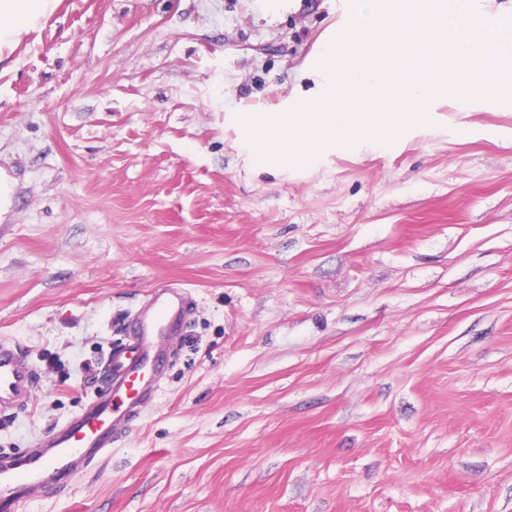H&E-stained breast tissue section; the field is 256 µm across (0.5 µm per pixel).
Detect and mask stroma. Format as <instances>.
Wrapping results in <instances>:
<instances>
[{
	"instance_id": "35a3bbf8",
	"label": "stroma",
	"mask_w": 512,
	"mask_h": 512,
	"mask_svg": "<svg viewBox=\"0 0 512 512\" xmlns=\"http://www.w3.org/2000/svg\"><path fill=\"white\" fill-rule=\"evenodd\" d=\"M349 0H59L0 60V404L19 454L106 386L160 284L188 289L155 399L13 512H512V103L274 171L280 112ZM34 386V370L27 355L16 345L0 343V401L28 403Z\"/></svg>"
}]
</instances>
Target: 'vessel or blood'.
<instances>
[{
	"label": "vessel or blood",
	"instance_id": "b4317fda",
	"mask_svg": "<svg viewBox=\"0 0 512 512\" xmlns=\"http://www.w3.org/2000/svg\"><path fill=\"white\" fill-rule=\"evenodd\" d=\"M190 308L183 289L155 288L149 304L129 319L127 344L110 350L105 370L110 388L61 430L40 441L34 452L15 460L0 453V512L40 488L60 487L111 448L127 415L154 399L166 359L161 349L182 330ZM34 370L17 346L0 343V401L29 402Z\"/></svg>",
	"mask_w": 512,
	"mask_h": 512
}]
</instances>
